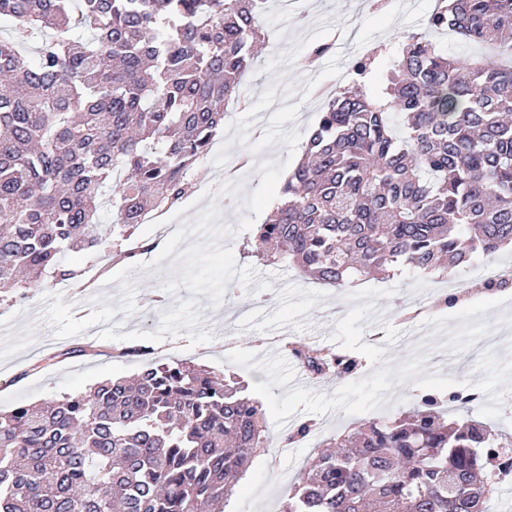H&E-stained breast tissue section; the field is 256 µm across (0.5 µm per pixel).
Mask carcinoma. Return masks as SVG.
<instances>
[{"mask_svg":"<svg viewBox=\"0 0 512 512\" xmlns=\"http://www.w3.org/2000/svg\"><path fill=\"white\" fill-rule=\"evenodd\" d=\"M78 7H73V3ZM266 0H0V289L70 282L67 251L154 250L134 229L190 194L227 108L271 36ZM422 33L356 61L259 225L255 256L336 288L388 269L453 274L512 248V0H441ZM92 33L85 40L75 34ZM50 31L34 61L19 44ZM448 31L472 55L430 39ZM333 47L314 43L302 66ZM312 375L354 378L357 358L294 349ZM243 386L188 362L0 413V512H221L265 444ZM512 435L445 418L437 392L412 410L328 438L282 512H487L491 460Z\"/></svg>","mask_w":512,"mask_h":512,"instance_id":"1","label":"carcinoma"}]
</instances>
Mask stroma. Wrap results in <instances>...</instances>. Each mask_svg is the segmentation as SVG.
Returning <instances> with one entry per match:
<instances>
[{
	"mask_svg": "<svg viewBox=\"0 0 512 512\" xmlns=\"http://www.w3.org/2000/svg\"><path fill=\"white\" fill-rule=\"evenodd\" d=\"M362 0H268L262 17L273 32L268 50L241 83L244 108L228 112L199 177L241 162L223 197H187L171 216L185 227H219L218 237L191 249L140 225L136 237L154 242L136 263L113 260L111 248L79 258V282L51 280L26 300L0 301V411L86 391L97 382L136 373L143 361L191 362L236 374L265 410L268 447L258 449L225 499L224 512H281L291 487L320 443L373 418H397L420 390L471 395L450 410L512 431V303L485 294L484 266L512 263L501 251L459 271L469 283L460 305L436 308L447 285L441 272L402 273L343 289L318 284L294 266L259 263L243 254L279 200L319 120L318 90L342 79L347 57L362 43L396 48L406 32H421L435 0H391L383 11ZM333 50L304 72L295 60L308 45ZM143 345L146 358L126 356ZM322 345L358 355L355 379L336 382L301 373L291 346ZM89 347L85 356L76 347ZM304 420L315 429L281 447V437Z\"/></svg>",
	"mask_w": 512,
	"mask_h": 512,
	"instance_id": "obj_1",
	"label": "stroma"
}]
</instances>
